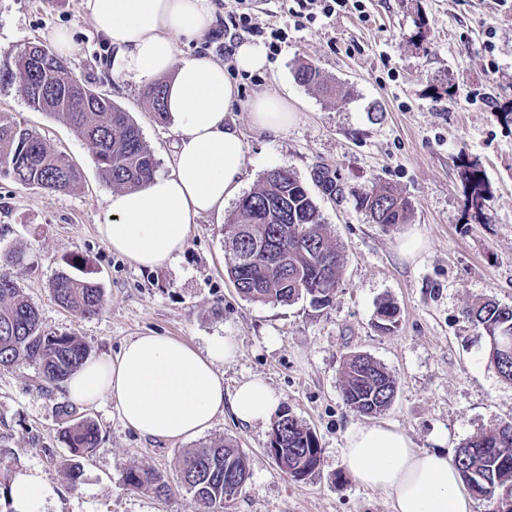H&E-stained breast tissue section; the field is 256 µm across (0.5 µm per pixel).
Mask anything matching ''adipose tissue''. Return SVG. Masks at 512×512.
<instances>
[{
	"instance_id": "ef3b65f1",
	"label": "adipose tissue",
	"mask_w": 512,
	"mask_h": 512,
	"mask_svg": "<svg viewBox=\"0 0 512 512\" xmlns=\"http://www.w3.org/2000/svg\"><path fill=\"white\" fill-rule=\"evenodd\" d=\"M96 33L114 51L113 75L140 81L165 78L166 110L178 139L171 170L145 186L108 193L100 231L113 252L144 269L171 265L204 216L221 214L242 187L245 144L227 123L236 89L223 62L179 59L182 42L219 23L213 0H82ZM254 125L282 132L295 118L287 102L261 92L250 101ZM230 340L206 349L156 334L124 344L117 355L88 361L63 383L71 402L92 406L111 400L125 425L141 436L183 442L210 429L232 410L246 425L267 424L280 399L259 377L224 392L221 363L233 361ZM360 484L387 494L395 512H472V499L452 459L414 448L387 423L351 430L342 454ZM56 486L35 468L14 473L13 512H43Z\"/></svg>"
}]
</instances>
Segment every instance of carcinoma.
Masks as SVG:
<instances>
[{
    "mask_svg": "<svg viewBox=\"0 0 512 512\" xmlns=\"http://www.w3.org/2000/svg\"><path fill=\"white\" fill-rule=\"evenodd\" d=\"M298 83L324 86L316 68L301 64L295 71ZM0 79L17 81L29 106L69 124L94 154L102 181L112 188L126 189L148 182L156 172V161L145 145L140 129L129 113L112 103L110 95L93 89L70 75L65 59L43 45L32 44L16 57L0 60ZM165 86L149 88L148 103L155 115L165 119ZM19 184L49 192H68L80 176L75 165L44 140L34 129L0 116V175ZM467 204L480 210L487 200V186L478 171L466 176ZM359 209L375 224L385 227L408 224L412 211L408 200L388 184L375 183L357 198ZM225 256L227 274L237 292L259 303L290 304L307 299L314 308L328 306L339 285L343 255L327 232L306 183L295 173L281 169L266 171L258 186L243 196L226 218ZM22 253L0 252V367L20 364L37 367L42 381L58 385L75 374L88 360V347L76 336L49 334L38 309L23 287L8 271L21 264ZM57 304L88 318L104 307L101 284L61 270L52 282ZM398 308L380 304L376 328L390 333L398 323ZM463 317L480 334L492 336L488 362L505 380L512 382V307L492 300L466 306ZM339 388L346 404L363 415H377L391 405L396 381L373 357L363 353L346 356L338 372ZM67 417L62 437L71 452L64 474L71 483L80 477V459L97 448L100 433L88 418ZM281 437L277 459L283 472L303 481L319 467L322 448L312 429L294 416L283 414L273 425ZM454 462L469 490L512 497V486L499 482L512 472V421L492 424L464 443V452ZM237 477L250 476L244 456L229 442H214L184 453L180 466L181 488L189 495L191 512H224L227 502L244 485H227L224 469ZM125 483L133 489L168 497L173 488L164 476L148 465L130 468Z\"/></svg>",
    "mask_w": 512,
    "mask_h": 512,
    "instance_id": "obj_1",
    "label": "carcinoma"
}]
</instances>
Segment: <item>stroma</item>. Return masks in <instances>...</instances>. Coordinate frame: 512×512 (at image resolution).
Masks as SVG:
<instances>
[{"instance_id":"1","label":"stroma","mask_w":512,"mask_h":512,"mask_svg":"<svg viewBox=\"0 0 512 512\" xmlns=\"http://www.w3.org/2000/svg\"><path fill=\"white\" fill-rule=\"evenodd\" d=\"M80 3L0 0V58L42 43L44 32L70 28L80 46L68 60L73 75L130 112L158 173H169L172 120L148 108L147 83L111 75L108 50ZM292 5L253 0L254 22L287 27L288 41L263 71L232 69L238 96L228 122L246 146L243 192L273 168L311 183L344 254L329 306L242 298L228 277L224 227L214 217L195 224L171 266L144 271L113 253L99 233L109 187L91 150L69 125L30 108L14 81H0V114L37 130L76 165L81 180L71 191L51 193L0 175V249L24 252L14 274L44 330L78 336L91 358L117 354L131 337L150 332L201 350L233 338L239 353L221 367L225 393L246 378H263L281 411L315 432L319 469L291 480L267 452L271 426L243 425L229 410L190 442L173 443L127 428L107 400L75 409L98 425L101 441L70 485L59 412L68 399L63 388L42 387L34 367L21 365L0 369V445L7 449L0 512H11L3 485L25 467L39 469L59 490L45 512H190L184 490L158 498L127 486L124 474L147 464L176 482L187 448L219 440L240 449L250 473L225 512H394L385 493L363 487L342 466L348 432L371 423L346 405L339 388L338 368L353 352L371 355L395 376L396 395L381 420L417 448L452 456L482 428L512 420V383L488 363L485 338L462 317L466 304L479 299L512 307V121L501 118L512 113V0H361L302 27L286 23ZM302 63L314 65L336 95L297 83ZM260 92L287 98L297 114L287 131L253 127L248 103ZM472 167L489 188L479 214L466 205L464 173ZM323 168L340 195L312 184ZM376 182L408 198L411 223L386 228L357 207V194ZM409 232L421 237L422 248L407 260L398 244ZM76 257L78 276L99 282L105 293L103 310L90 318L61 308L51 293L57 273ZM385 300L400 310L387 334L374 326Z\"/></svg>"}]
</instances>
